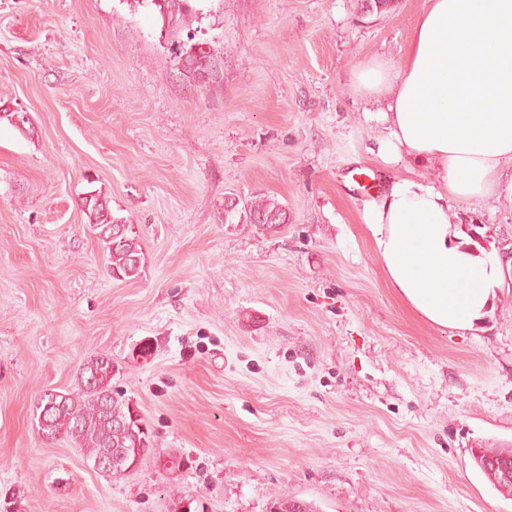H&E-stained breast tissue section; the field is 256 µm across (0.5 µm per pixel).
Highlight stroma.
Returning <instances> with one entry per match:
<instances>
[{"instance_id": "obj_1", "label": "stroma", "mask_w": 512, "mask_h": 512, "mask_svg": "<svg viewBox=\"0 0 512 512\" xmlns=\"http://www.w3.org/2000/svg\"><path fill=\"white\" fill-rule=\"evenodd\" d=\"M188 71L133 0H0V512H512L475 448H512V288L473 328L389 288L359 212L394 169L355 68L399 62L424 0H196ZM365 173L363 184L354 174ZM100 190L145 270L112 279ZM270 196L269 233L224 198ZM512 253V199L459 202ZM111 355L152 434L112 477L33 409ZM224 210V221L228 224H254L261 230L277 231L291 219L286 205L276 198L255 197ZM237 221V222H235Z\"/></svg>"}]
</instances>
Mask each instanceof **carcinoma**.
<instances>
[{
  "label": "carcinoma",
  "mask_w": 512,
  "mask_h": 512,
  "mask_svg": "<svg viewBox=\"0 0 512 512\" xmlns=\"http://www.w3.org/2000/svg\"><path fill=\"white\" fill-rule=\"evenodd\" d=\"M168 25L171 45L180 46V31L198 18L193 0H144ZM188 69L205 71L209 55L203 51L185 52ZM87 224L97 232L107 255V269L112 279L132 281L141 277L144 254L135 226L113 215L108 199L97 190L87 192L83 200ZM291 219L288 208L274 197H255L224 211V223L253 224L261 230L276 231ZM112 357L104 352L90 355L79 369L75 393L53 396L40 394L35 416H43L39 427L48 440L67 438L77 445L92 466L112 462L110 475L129 471V465L143 461L153 447L151 433L136 407L112 386ZM475 466L499 492L512 486V448H476L472 450Z\"/></svg>",
  "instance_id": "carcinoma-1"
}]
</instances>
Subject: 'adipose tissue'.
Returning a JSON list of instances; mask_svg holds the SVG:
<instances>
[{"label":"adipose tissue","mask_w":512,"mask_h":512,"mask_svg":"<svg viewBox=\"0 0 512 512\" xmlns=\"http://www.w3.org/2000/svg\"><path fill=\"white\" fill-rule=\"evenodd\" d=\"M355 89L377 105L372 155L402 170L360 211L387 281L431 324L472 328L512 258L469 242L450 203L512 197V0H425L403 59L361 64Z\"/></svg>","instance_id":"adipose-tissue-1"}]
</instances>
